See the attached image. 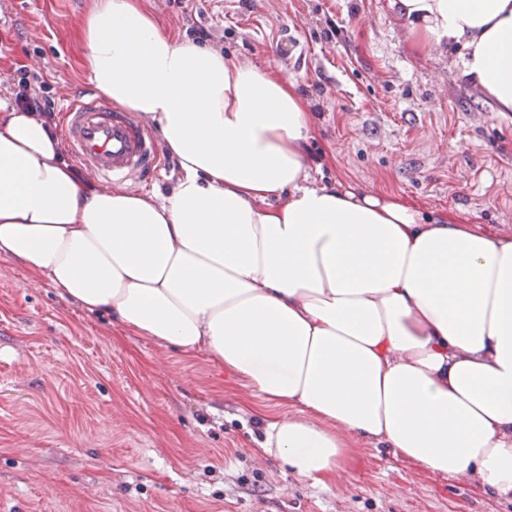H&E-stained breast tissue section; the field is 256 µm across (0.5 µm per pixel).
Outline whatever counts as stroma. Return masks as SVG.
Returning a JSON list of instances; mask_svg holds the SVG:
<instances>
[{
  "mask_svg": "<svg viewBox=\"0 0 512 512\" xmlns=\"http://www.w3.org/2000/svg\"><path fill=\"white\" fill-rule=\"evenodd\" d=\"M97 0H0V99L18 68L50 100L89 85ZM166 33L293 77L315 177L512 235V113L423 56L387 0H141ZM261 401L205 355L112 325L0 257V512H512L463 479L357 442L333 482L257 440Z\"/></svg>",
  "mask_w": 512,
  "mask_h": 512,
  "instance_id": "1",
  "label": "stroma"
}]
</instances>
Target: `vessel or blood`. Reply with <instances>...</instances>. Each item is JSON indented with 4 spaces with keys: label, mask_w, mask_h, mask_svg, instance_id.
I'll return each instance as SVG.
<instances>
[{
    "label": "vessel or blood",
    "mask_w": 512,
    "mask_h": 512,
    "mask_svg": "<svg viewBox=\"0 0 512 512\" xmlns=\"http://www.w3.org/2000/svg\"><path fill=\"white\" fill-rule=\"evenodd\" d=\"M60 99L66 145L88 175L118 189L158 176L162 149L144 121L111 106L91 87L79 95L62 91Z\"/></svg>",
    "instance_id": "b4317fda"
}]
</instances>
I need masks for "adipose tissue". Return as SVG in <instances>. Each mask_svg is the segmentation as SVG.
<instances>
[{"instance_id":"ef3b65f1","label":"adipose tissue","mask_w":512,"mask_h":512,"mask_svg":"<svg viewBox=\"0 0 512 512\" xmlns=\"http://www.w3.org/2000/svg\"><path fill=\"white\" fill-rule=\"evenodd\" d=\"M388 5L512 112V0ZM83 37L91 81L158 127L179 177L93 189L0 101V256L280 407L260 448L297 476L333 479L363 439L512 500V237L318 183L296 82L174 40L137 0H99Z\"/></svg>"}]
</instances>
